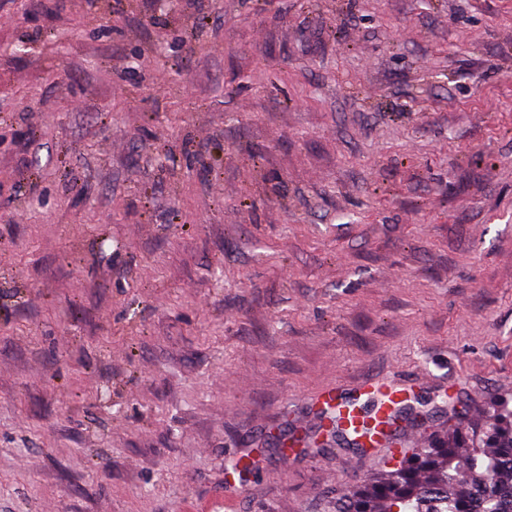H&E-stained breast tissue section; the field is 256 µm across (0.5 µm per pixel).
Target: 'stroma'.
<instances>
[{
  "label": "stroma",
  "instance_id": "stroma-1",
  "mask_svg": "<svg viewBox=\"0 0 512 512\" xmlns=\"http://www.w3.org/2000/svg\"><path fill=\"white\" fill-rule=\"evenodd\" d=\"M393 376L512 401V0H0V512H324ZM355 388L360 395L379 396L374 415L366 416L358 399L346 395L349 388L336 383L322 389L315 398V402L325 411L321 430L331 433V426L336 427V433L349 446L357 448L367 446L365 441L376 447L392 441L398 429L394 407L397 408L399 403L394 399L407 389L393 379L382 382L365 380Z\"/></svg>",
  "mask_w": 512,
  "mask_h": 512
}]
</instances>
